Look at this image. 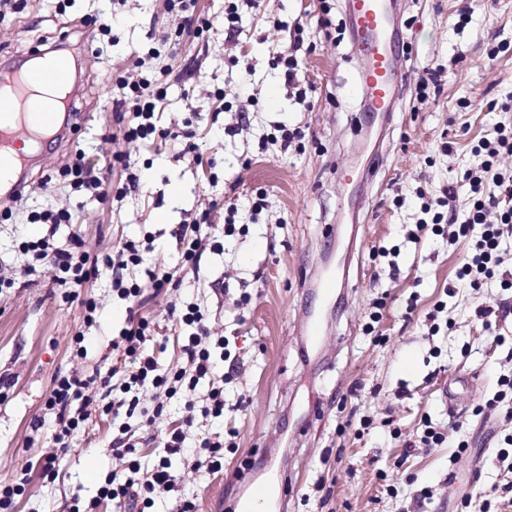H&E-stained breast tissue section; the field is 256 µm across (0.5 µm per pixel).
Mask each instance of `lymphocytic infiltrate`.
<instances>
[{
	"mask_svg": "<svg viewBox=\"0 0 512 512\" xmlns=\"http://www.w3.org/2000/svg\"><path fill=\"white\" fill-rule=\"evenodd\" d=\"M119 87L122 94L112 101L114 112H130L135 118L134 123L123 128V139H150L156 132L154 116L167 96L166 88L142 73L135 79L121 81ZM477 148L484 151L486 159L481 169L463 175L473 193L465 221H458V195L454 188L448 187L437 200L422 202L423 217L418 228L438 237L456 238L466 235L471 225H480L481 234L459 268L457 278L476 290L495 278L502 290L511 291L512 269L505 267L501 244L506 237H512V175H497L495 188L490 192L485 191L484 182L501 155H512V127H498L494 139L479 141ZM113 161L127 172L123 184H112L99 167L86 162L80 150L54 169L52 175L70 192L97 199L110 196L121 199L137 188L140 177L128 156L117 154ZM27 221L46 225L49 231L40 237L20 238L18 249L27 258L25 276L35 275L40 266L49 267L52 283L62 301L79 302L83 325L91 329L98 325L101 305L86 284L92 270L106 266L112 271L113 293L127 305L128 319L112 341L115 358L106 377L97 371L85 372L79 366V359L85 355V336L80 333L72 337L70 349L77 364L54 376L52 390L36 421L37 427H48L55 451L27 463L12 482L0 483V512H15L17 501L29 490L32 476H39L46 483L59 479L63 454L73 448L95 412L119 419L115 453L123 466L105 475L95 499L85 504L73 500L68 512H98L100 503L105 501L112 503L116 512H151L156 498L161 496L170 497L174 512H195V502L180 489L181 482L172 469V461L183 455L188 430L197 418L219 419L235 410L224 398V387L231 383L232 372H225L218 380L213 377L218 362L231 357L228 337L212 334L198 304L186 305L178 298H171L167 303L170 317L192 327L193 332L180 344L176 365L163 367L153 347L156 322L145 305L177 287L174 273L153 272L147 280L138 279L135 269L143 261V250L135 240L120 241L111 250L96 255L84 250L75 237L68 244H59L53 235L57 226L78 221L76 212L69 206L57 205L29 213ZM115 377L120 380L116 386L111 383ZM205 378L211 379L212 384L200 399L196 388ZM172 398L180 400L184 416L179 424L161 431L156 460L150 469H142L133 441L135 430L161 421L166 403Z\"/></svg>",
	"mask_w": 512,
	"mask_h": 512,
	"instance_id": "f902f5d3",
	"label": "lymphocytic infiltrate"
}]
</instances>
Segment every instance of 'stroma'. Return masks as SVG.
<instances>
[{"mask_svg": "<svg viewBox=\"0 0 512 512\" xmlns=\"http://www.w3.org/2000/svg\"><path fill=\"white\" fill-rule=\"evenodd\" d=\"M111 12L117 20L96 48L86 40L87 24ZM392 13L401 34L393 55L409 72L391 120L372 124L363 102L347 95L360 62L346 0H261L256 9L240 6L234 35L219 26L205 38L168 13L165 0H72L62 14L52 0H28L23 12L0 20L5 65L60 37L82 47L73 98L81 122L71 140L48 148L32 168L18 208L68 202L79 224L61 225L56 238L79 234L93 253L151 236L143 269L176 271L181 300L204 308L240 362L226 398L242 402V410L191 432L195 439L228 428L238 433L222 472L183 471L182 488L198 512H233L248 496V476H287V512H418L416 495L425 486L434 490L428 512H479L485 493L512 487V471L496 457L512 421L474 412L498 391L500 376L512 374V316L485 327L476 310L495 304L501 288L491 283L476 291L457 278L480 230L455 240L407 236L420 216L418 191L435 198L452 184L466 199L462 175L482 162L472 146L493 138L498 124H512V0H392ZM462 16L468 24L460 29ZM297 28L302 81L290 86L276 57ZM140 58L153 72L169 71L157 129L191 131L195 155L180 141L120 138L112 98L118 77L134 73ZM429 74L436 89L418 99L417 84ZM280 126L301 128L304 150L263 147ZM78 149L114 182L124 171L110 166V156L129 155L144 169L139 189L120 200L66 196L45 175ZM174 181L182 195L173 205ZM260 192L266 204L256 212L251 202ZM162 208L169 211L164 224L154 218ZM203 212L224 249L184 263L175 233ZM229 221L246 232L225 237ZM40 231L37 224L0 226V270L22 276L18 238ZM382 247L399 253L382 257ZM331 271L336 291L327 297L316 282ZM88 287L104 317L83 365L104 372L125 305L113 296L106 267L92 271ZM49 289L40 276L0 294V374L14 380L0 402L2 482L52 449L48 432L33 425L54 376L71 366L70 338L82 314L79 304L55 300ZM244 292L251 300L242 305ZM380 295L386 308L378 341L362 326ZM440 301L450 327L433 335L429 314ZM311 319L322 327L321 344L306 335ZM451 408L465 410L466 419L446 447H406L423 417L440 421ZM364 415L392 417L401 438L379 428L355 436L345 422ZM112 438L111 418L90 420L83 441L63 459L60 480L33 482L15 512H64L72 498L95 497L116 462ZM462 440L467 455L451 464ZM382 471L396 478V497L384 490Z\"/></svg>", "mask_w": 512, "mask_h": 512, "instance_id": "1", "label": "stroma"}]
</instances>
